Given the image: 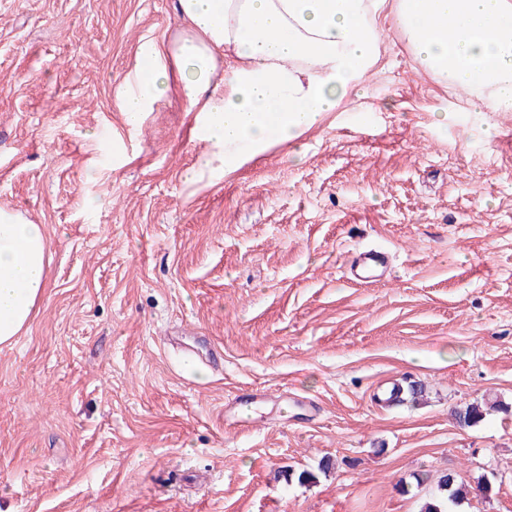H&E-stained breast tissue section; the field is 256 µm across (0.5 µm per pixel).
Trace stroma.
<instances>
[{
  "mask_svg": "<svg viewBox=\"0 0 512 512\" xmlns=\"http://www.w3.org/2000/svg\"><path fill=\"white\" fill-rule=\"evenodd\" d=\"M380 24L364 96L205 186L178 79L138 127L117 105L174 0H0V206L51 257L0 346V512H420L444 472L512 512V410L453 418L512 406V113L420 67L391 0ZM362 247L387 277L347 281ZM488 409L492 410H508V406H504L503 403H501L498 400L493 401L489 408H484L482 404H470L466 406L464 409H457L455 411V418L464 426H472L479 422H481L485 416Z\"/></svg>",
  "mask_w": 512,
  "mask_h": 512,
  "instance_id": "35a3bbf8",
  "label": "stroma"
}]
</instances>
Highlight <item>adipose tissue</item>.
Here are the masks:
<instances>
[{
  "instance_id": "obj_1",
  "label": "adipose tissue",
  "mask_w": 512,
  "mask_h": 512,
  "mask_svg": "<svg viewBox=\"0 0 512 512\" xmlns=\"http://www.w3.org/2000/svg\"><path fill=\"white\" fill-rule=\"evenodd\" d=\"M380 0H176L181 30L146 42L118 91L135 127L178 75L207 142L187 180L214 184L288 143L362 89L379 55ZM415 61L487 112H512V0H395ZM43 225L0 208V345L27 330L46 289Z\"/></svg>"
}]
</instances>
